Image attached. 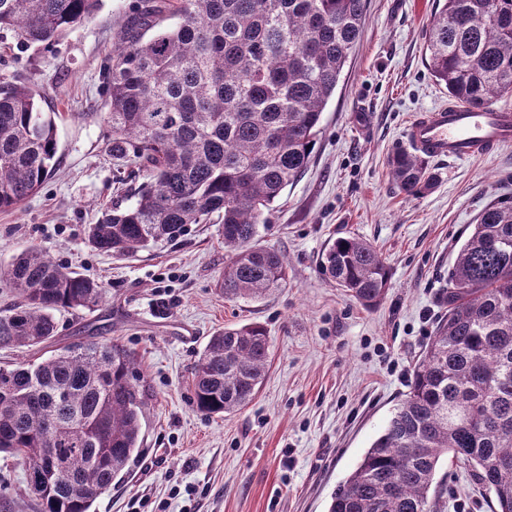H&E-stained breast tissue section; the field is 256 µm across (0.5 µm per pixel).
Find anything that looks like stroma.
Segmentation results:
<instances>
[{"instance_id": "35a3bbf8", "label": "stroma", "mask_w": 512, "mask_h": 512, "mask_svg": "<svg viewBox=\"0 0 512 512\" xmlns=\"http://www.w3.org/2000/svg\"><path fill=\"white\" fill-rule=\"evenodd\" d=\"M139 0H102L96 15L53 44L0 30V78L32 87L54 113L58 168L17 209L0 212V260L37 245L100 282L94 310L61 311L44 348L0 350L1 362L46 358L77 340H111L134 360L144 392L141 444L95 512H327L409 390L414 366L447 310L448 269L492 200L512 197V147L463 161L433 160L434 185L408 196L388 158L408 149L417 113L447 104L423 52L438 0H367L363 36L322 116L307 170L267 215L261 245L288 262L285 286L228 300V257L214 224L129 257L86 243L89 224L126 201L123 163L107 149L100 65L112 32ZM355 237L391 269L378 306L363 307L319 268L326 244ZM265 328L269 364L252 401L224 416L193 403L191 370L214 332ZM437 512H492L469 467L443 460ZM0 512H33L24 470L0 453Z\"/></svg>"}]
</instances>
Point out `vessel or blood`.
Wrapping results in <instances>:
<instances>
[{
    "mask_svg": "<svg viewBox=\"0 0 512 512\" xmlns=\"http://www.w3.org/2000/svg\"><path fill=\"white\" fill-rule=\"evenodd\" d=\"M406 138L420 155L466 160L512 145V108L448 104L417 114Z\"/></svg>",
    "mask_w": 512,
    "mask_h": 512,
    "instance_id": "b4317fda",
    "label": "vessel or blood"
}]
</instances>
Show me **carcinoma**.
I'll return each instance as SVG.
<instances>
[{
	"label": "carcinoma",
	"mask_w": 512,
	"mask_h": 512,
	"mask_svg": "<svg viewBox=\"0 0 512 512\" xmlns=\"http://www.w3.org/2000/svg\"><path fill=\"white\" fill-rule=\"evenodd\" d=\"M100 0H0V29L50 43L90 20ZM365 0H144L112 34L103 63L108 146L145 178L132 201L89 225L101 253L128 256L221 224L224 297L259 299L288 275L259 244L264 214L307 168L322 114L363 34ZM171 18L177 22L168 26ZM426 64L449 100L496 104L512 90V0H443L424 35ZM32 88L0 81V211L36 193L56 165L54 116ZM389 173L408 196L435 180L397 150ZM321 270L364 306L390 271L372 244L328 243ZM17 301L0 308V349L37 348L56 313L91 310L96 280L32 245L0 264ZM448 311L414 367L409 391L328 512H431L443 458L471 468L495 512H512V197L478 215L448 270ZM269 358L257 324L213 334L192 371L198 412L233 414L255 396ZM114 342L78 341L38 363L0 366V453L23 464L54 448L73 483L43 470L36 512H91L140 447L143 392Z\"/></svg>",
	"instance_id": "obj_1"
}]
</instances>
